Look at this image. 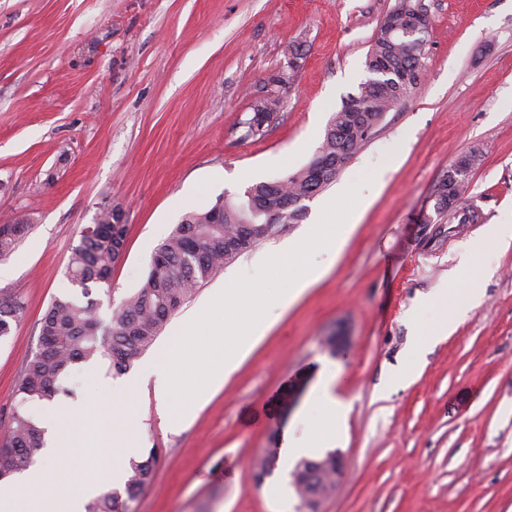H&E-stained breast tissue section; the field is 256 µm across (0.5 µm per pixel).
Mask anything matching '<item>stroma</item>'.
I'll return each instance as SVG.
<instances>
[{"label": "stroma", "mask_w": 512, "mask_h": 512, "mask_svg": "<svg viewBox=\"0 0 512 512\" xmlns=\"http://www.w3.org/2000/svg\"><path fill=\"white\" fill-rule=\"evenodd\" d=\"M431 21L425 72L335 181L225 264L171 317L128 372L171 342L186 314L237 276H256L282 244L302 242L316 215L352 185L366 208L343 246L316 248L318 280L203 404L164 416L152 382L134 403L143 449L159 458L137 512H296L282 501L286 456L325 418L319 390L347 406L329 424L345 476L322 512H512V246L469 254L486 225L512 224V0H422ZM397 0H0V225L28 229L0 277L24 314L0 340V444L35 352L40 320L71 293L66 269L81 229L105 203L127 224L114 309L145 276L154 249L189 211L306 165L329 120L367 77L366 55ZM300 41L305 62L267 134L243 122ZM478 152L468 206L481 222L424 223L434 190ZM478 283L421 366L411 346L434 324L438 289ZM345 342L329 352L325 339ZM76 401L102 413L104 364L74 367ZM179 419L171 428L170 419ZM276 468L255 483L266 449Z\"/></svg>", "instance_id": "1"}]
</instances>
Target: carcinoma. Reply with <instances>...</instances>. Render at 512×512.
<instances>
[{
    "label": "carcinoma",
    "instance_id": "1",
    "mask_svg": "<svg viewBox=\"0 0 512 512\" xmlns=\"http://www.w3.org/2000/svg\"><path fill=\"white\" fill-rule=\"evenodd\" d=\"M413 8L409 0H399L377 29L366 57V70L370 73L381 66L389 75H370L359 84L356 93L348 95L332 114L313 159L286 177L252 185L238 203L225 201L187 213L155 249L141 286L121 301L106 325L97 315L93 292L102 285L112 286V269L117 263L118 248L126 239L127 226L113 224L112 206L99 209L98 224L103 229H96L91 235L80 234L67 265V278L80 289V296L52 301L40 322L36 351L23 367L17 388L19 402L9 421V440L0 447L1 479L28 469L35 451L43 445L45 429L24 410L26 403L74 395L65 378L79 363L106 361L118 374L129 371L153 345L170 317L224 264L244 252L237 246L235 235L239 225L258 220L253 201L268 198L284 210L283 223L299 222L304 201L333 182L345 161L375 136L385 114L407 97L425 71L427 50L410 55L390 32L395 26L403 31L410 27ZM281 108L282 98L276 94L268 93L256 100L252 116L245 121V135L264 137ZM480 161V155L471 152L460 159L461 168L448 170L435 190V216H427L425 223L441 221L450 213L460 224L480 218L474 209L454 206L468 191V168L478 166ZM23 231L20 224L0 226L1 261L14 252ZM23 310L18 297L0 300V339L10 336ZM157 456L158 450L151 448L144 456L129 458L123 487L91 499L85 512H136L139 495L152 480ZM276 461L274 448L257 459L253 464L256 479L268 474ZM321 484L322 478L317 476L305 489L296 490L297 512H316L306 494H317Z\"/></svg>",
    "mask_w": 512,
    "mask_h": 512
}]
</instances>
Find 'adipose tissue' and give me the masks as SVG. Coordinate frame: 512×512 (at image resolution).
<instances>
[{"mask_svg": "<svg viewBox=\"0 0 512 512\" xmlns=\"http://www.w3.org/2000/svg\"><path fill=\"white\" fill-rule=\"evenodd\" d=\"M477 299L476 289L464 287L444 288L434 295L431 303L438 310L439 318L415 342L414 358H421L428 344L447 336L452 326L448 319L449 307L463 310L472 307ZM137 391L138 386L133 382L107 387L108 410L95 421L86 408L60 411L53 427L49 454H56L64 446H78L80 438L87 434L98 447V454L92 455L85 473L65 484L51 482L43 466L0 480V512H85L88 500L122 480L126 460L138 452L136 437L131 432L132 405Z\"/></svg>", "mask_w": 512, "mask_h": 512, "instance_id": "ef3b65f1", "label": "adipose tissue"}]
</instances>
